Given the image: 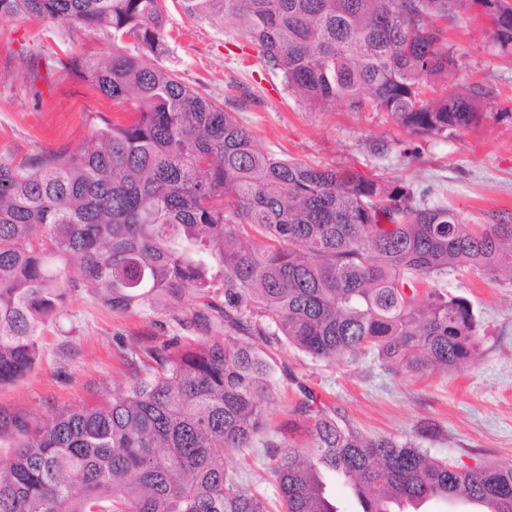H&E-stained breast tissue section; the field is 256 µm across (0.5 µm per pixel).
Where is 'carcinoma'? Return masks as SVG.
<instances>
[{
    "mask_svg": "<svg viewBox=\"0 0 512 512\" xmlns=\"http://www.w3.org/2000/svg\"><path fill=\"white\" fill-rule=\"evenodd\" d=\"M236 33L308 105L391 114L414 134L477 121L481 93L427 100L455 58L436 21L465 0H179ZM512 54V0H490ZM0 16L95 34L129 50L71 53L127 120L92 117L74 151L0 152V385L37 363L45 328L87 291L108 309L169 315L202 334L128 357L122 393L43 421L0 411V512H270L224 451L270 449L278 512H338L329 479L362 512L448 496L512 512V464H447L411 441L369 437L307 401V441H261L277 386L267 346L334 364L371 353L410 377L475 361L468 299L438 288L476 273L512 281V224H468L445 204L349 166L279 158L161 66L165 0H0ZM253 234L266 243H247Z\"/></svg>",
    "mask_w": 512,
    "mask_h": 512,
    "instance_id": "carcinoma-1",
    "label": "carcinoma"
}]
</instances>
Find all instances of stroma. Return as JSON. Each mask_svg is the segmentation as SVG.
Returning <instances> with one entry per match:
<instances>
[{
  "label": "stroma",
  "instance_id": "obj_1",
  "mask_svg": "<svg viewBox=\"0 0 512 512\" xmlns=\"http://www.w3.org/2000/svg\"><path fill=\"white\" fill-rule=\"evenodd\" d=\"M166 12L168 51L160 65L236 113L260 147L313 165L356 167L405 185L415 198L447 203L472 224L512 222V55L498 51L482 13L443 24L456 65L430 83L428 97L474 89L485 95L483 116L447 136L409 133L385 112L310 107L237 40L233 20L212 26L184 14L176 0H168ZM67 39L88 54L114 52L98 36L64 28L51 40L40 21L0 17V151L22 157L74 150L91 136L92 115L113 114L111 100L58 71ZM440 287L467 298L479 315L484 342L476 362L407 378L370 355L329 365L276 347L281 383L267 407L270 436H287L309 395L315 407L338 412L366 435L411 440L451 463L512 464V283L470 274L445 278ZM177 336L193 338L169 317L129 316L74 296L45 330L37 364L0 385V409L44 420L57 407L84 405L104 390L118 393L131 374L127 349ZM224 463L275 499L264 448L226 454Z\"/></svg>",
  "mask_w": 512,
  "mask_h": 512
}]
</instances>
